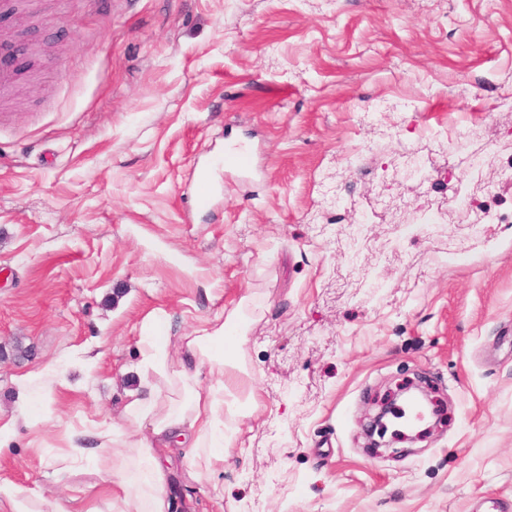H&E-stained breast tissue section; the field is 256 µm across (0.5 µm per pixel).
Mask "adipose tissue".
<instances>
[{"label": "adipose tissue", "mask_w": 512, "mask_h": 512, "mask_svg": "<svg viewBox=\"0 0 512 512\" xmlns=\"http://www.w3.org/2000/svg\"><path fill=\"white\" fill-rule=\"evenodd\" d=\"M160 325L152 320L138 340L142 385L124 407L125 426L98 434L100 447L112 451V512H173L166 468L171 455H181L191 478L222 473L240 440L239 418L261 408L255 390L230 393L240 380L230 373L226 352L241 351L245 341L239 311L181 337L178 359L169 336L156 335ZM205 371L215 376V384L201 386ZM160 380L176 390V397L161 398Z\"/></svg>", "instance_id": "adipose-tissue-1"}]
</instances>
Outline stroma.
Here are the masks:
<instances>
[{
  "mask_svg": "<svg viewBox=\"0 0 512 512\" xmlns=\"http://www.w3.org/2000/svg\"><path fill=\"white\" fill-rule=\"evenodd\" d=\"M0 38L28 48L0 87V480L112 512L72 433L121 424L146 320L184 336L238 308L265 407L223 473L172 458L195 512L512 507V231L472 232L512 214V0H16ZM234 142L251 169L196 210ZM359 165L375 177L337 200ZM461 183L471 206L415 222ZM48 368L66 387L16 419V379ZM411 382L442 427L370 446Z\"/></svg>",
  "mask_w": 512,
  "mask_h": 512,
  "instance_id": "1",
  "label": "stroma"
}]
</instances>
